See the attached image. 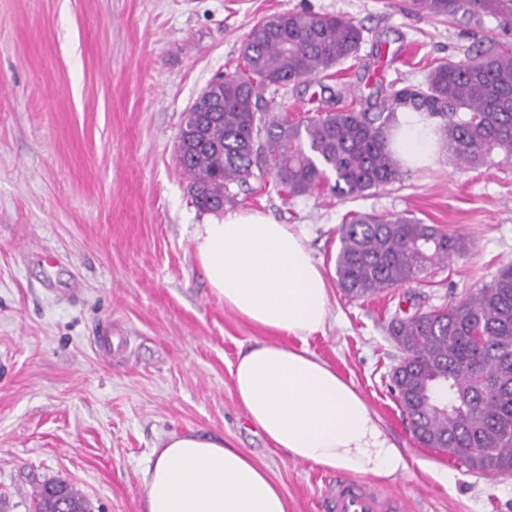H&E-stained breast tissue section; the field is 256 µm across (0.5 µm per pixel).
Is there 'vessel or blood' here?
Segmentation results:
<instances>
[{
	"label": "vessel or blood",
	"mask_w": 512,
	"mask_h": 512,
	"mask_svg": "<svg viewBox=\"0 0 512 512\" xmlns=\"http://www.w3.org/2000/svg\"><path fill=\"white\" fill-rule=\"evenodd\" d=\"M327 512H404L399 496L381 493L368 481L339 478L329 483L325 494Z\"/></svg>",
	"instance_id": "vessel-or-blood-1"
}]
</instances>
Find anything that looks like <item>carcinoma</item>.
<instances>
[{"label":"carcinoma","mask_w":512,"mask_h":512,"mask_svg":"<svg viewBox=\"0 0 512 512\" xmlns=\"http://www.w3.org/2000/svg\"><path fill=\"white\" fill-rule=\"evenodd\" d=\"M419 15L477 18L512 30V0H411ZM363 29L342 16L287 11L247 35L244 67L207 89L214 111L196 101L180 124L178 164L191 178L194 205L219 212L235 202L264 164L292 195L324 184L341 198L380 189L400 176L387 140L400 108L445 119L440 151L469 169L512 167V48L448 60L423 87L392 82L387 111L316 107L303 122L262 121V94L299 80L331 78L357 55ZM335 276L353 300L428 275L468 249L463 237L409 212L351 213L339 228ZM389 333L401 352L391 382L413 436L441 448L481 477L512 475V265L478 293L444 309L395 318ZM35 512H90L64 481L34 491Z\"/></svg>","instance_id":"obj_1"}]
</instances>
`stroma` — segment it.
Returning a JSON list of instances; mask_svg holds the SVG:
<instances>
[{
  "instance_id": "1",
  "label": "stroma",
  "mask_w": 512,
  "mask_h": 512,
  "mask_svg": "<svg viewBox=\"0 0 512 512\" xmlns=\"http://www.w3.org/2000/svg\"><path fill=\"white\" fill-rule=\"evenodd\" d=\"M410 0H0V512H33L63 480L92 512H143V473L164 441L224 439L266 469L288 512H325L337 473L288 459L246 421L233 388L241 351L273 334L225 309L193 256L204 223L176 162L183 114L242 63L258 21L311 11L364 29L339 78L379 111L390 80L424 84L472 49L512 44L476 20L426 17ZM318 83L266 91L265 119L305 116ZM238 208L303 232L334 279L352 212L408 211L469 249L431 274L351 300L330 289L323 331L305 347L366 399L406 472L377 479L407 512H512V476L478 478L419 444L389 387L400 352L392 317L445 307L512 264V167L432 166L345 199L289 195L254 171Z\"/></svg>"
}]
</instances>
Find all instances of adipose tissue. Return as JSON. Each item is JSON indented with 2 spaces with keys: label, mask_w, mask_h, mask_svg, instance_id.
Listing matches in <instances>:
<instances>
[{
  "label": "adipose tissue",
  "mask_w": 512,
  "mask_h": 512,
  "mask_svg": "<svg viewBox=\"0 0 512 512\" xmlns=\"http://www.w3.org/2000/svg\"><path fill=\"white\" fill-rule=\"evenodd\" d=\"M440 132L397 113L388 148L405 169L434 163ZM193 253L213 293L244 321L306 340L329 314V288L301 235L242 209L196 225ZM233 387L247 420L288 458L391 478L407 461L365 398L306 349L259 341L241 352ZM144 512H288L266 472L240 449L196 434L169 437L143 476Z\"/></svg>",
  "instance_id": "obj_1"
}]
</instances>
